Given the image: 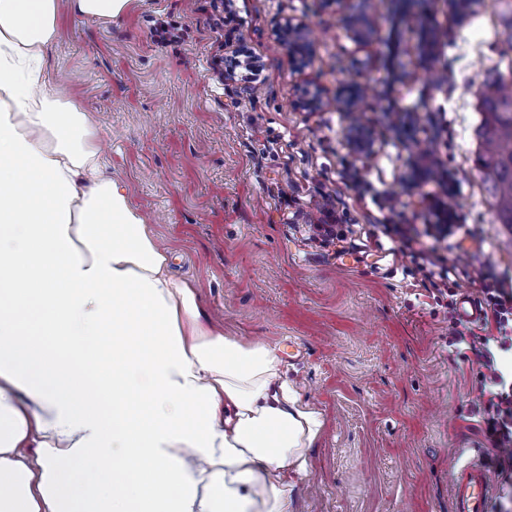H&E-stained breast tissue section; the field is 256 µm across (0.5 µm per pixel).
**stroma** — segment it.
<instances>
[{
  "instance_id": "35a3bbf8",
  "label": "stroma",
  "mask_w": 512,
  "mask_h": 512,
  "mask_svg": "<svg viewBox=\"0 0 512 512\" xmlns=\"http://www.w3.org/2000/svg\"><path fill=\"white\" fill-rule=\"evenodd\" d=\"M50 79L97 124L103 154L156 237L176 277L225 335L274 347L282 378L322 414L296 477L294 512H451L459 449L495 451L476 411L478 365L448 344L444 291L480 296L479 273L512 285V231L497 223L474 159L479 87L505 69L501 0L456 15L430 0L421 19L438 35L430 84L402 52L373 0L381 39L357 51L320 0H132L109 23L59 0ZM312 27L316 59L292 68L274 38L285 16ZM163 20L183 39L156 43ZM245 42L259 57L260 91L222 76V56ZM399 54L411 74L393 84ZM360 70L359 114L375 153H357L346 113L296 105L300 85L334 92ZM330 203L344 235L312 240L307 217ZM454 235L438 230L443 216ZM448 279L430 285L427 256Z\"/></svg>"
}]
</instances>
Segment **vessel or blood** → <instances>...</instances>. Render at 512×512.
Masks as SVG:
<instances>
[{"instance_id": "vessel-or-blood-1", "label": "vessel or blood", "mask_w": 512, "mask_h": 512, "mask_svg": "<svg viewBox=\"0 0 512 512\" xmlns=\"http://www.w3.org/2000/svg\"><path fill=\"white\" fill-rule=\"evenodd\" d=\"M494 490L489 470L478 459L462 456L451 477V510L490 512Z\"/></svg>"}]
</instances>
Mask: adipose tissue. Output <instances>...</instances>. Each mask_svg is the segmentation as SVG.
Segmentation results:
<instances>
[{
	"instance_id": "obj_1",
	"label": "adipose tissue",
	"mask_w": 512,
	"mask_h": 512,
	"mask_svg": "<svg viewBox=\"0 0 512 512\" xmlns=\"http://www.w3.org/2000/svg\"><path fill=\"white\" fill-rule=\"evenodd\" d=\"M58 33L59 0H0V512H290L322 418L169 276Z\"/></svg>"
}]
</instances>
